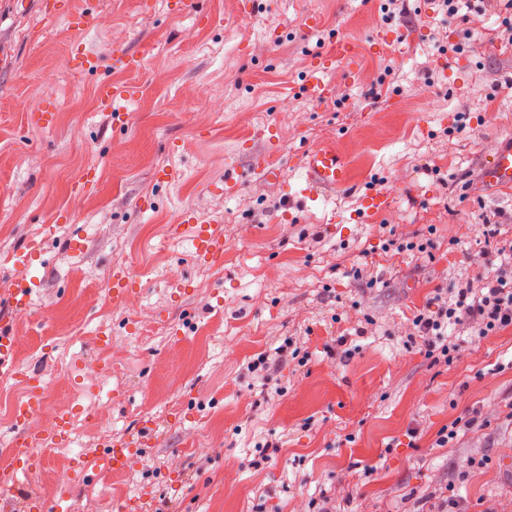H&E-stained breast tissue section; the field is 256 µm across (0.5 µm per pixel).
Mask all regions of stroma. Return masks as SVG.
<instances>
[{"label":"stroma","mask_w":512,"mask_h":512,"mask_svg":"<svg viewBox=\"0 0 512 512\" xmlns=\"http://www.w3.org/2000/svg\"><path fill=\"white\" fill-rule=\"evenodd\" d=\"M94 18L85 32L35 5L0 0V307L14 278L38 276L30 314L14 332L32 343L15 359L34 370L48 397L69 409V449L0 481V512H24L48 496L63 512H118L134 492L147 512H311L331 498L335 512H438L446 487L468 512H512V329L456 336L453 362L436 365L398 328L438 289L470 275L468 258L488 248L480 225L512 240V194L478 188L483 164L512 141V15L498 0L444 15L436 0H72ZM212 17L210 25L196 22ZM316 15L314 33L303 29ZM415 31L392 47L381 31ZM359 54L357 79L335 68L337 90L317 102L306 92L316 56L336 36ZM453 50L439 53V40ZM153 52L135 73L116 76L113 47ZM97 55V71L71 67L76 51ZM122 78L138 97L121 103L129 121L112 124L96 95ZM54 127L30 126L43 104ZM333 139L353 169L351 186L298 202L302 155ZM274 151L279 179L250 170ZM177 152H169V143ZM180 173L170 186L156 167ZM248 176L223 193L224 172ZM95 181L74 193L86 170ZM369 191L387 211L357 219ZM224 233V259L201 266L172 239L184 210ZM72 215L53 238L43 224ZM430 241L433 259L384 252L380 225ZM80 239L79 253L69 242ZM37 244L38 272L10 257ZM126 266L134 294L115 305L108 269ZM367 269L366 277L355 268ZM187 284L179 292V284ZM370 335H358L360 326ZM111 341L112 365L95 376L79 365ZM299 338L307 363H276L270 400L248 362ZM344 339L352 354L325 348ZM75 367L54 385L58 368ZM26 388L0 373V463L11 454L9 408ZM477 410L490 423L459 431L445 448L438 431ZM153 440L121 476L79 481L69 461L118 442L136 443L141 422ZM207 451H196L198 441ZM279 444L263 455L265 443ZM487 458V465L474 461Z\"/></svg>","instance_id":"1"}]
</instances>
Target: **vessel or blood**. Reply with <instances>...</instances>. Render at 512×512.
<instances>
[{"label": "vessel or blood", "instance_id": "1", "mask_svg": "<svg viewBox=\"0 0 512 512\" xmlns=\"http://www.w3.org/2000/svg\"><path fill=\"white\" fill-rule=\"evenodd\" d=\"M41 9L64 16L70 28L76 32L89 29L92 17L84 10L74 8L70 0H40ZM148 48L136 52L122 49L113 50L110 62L115 71L133 73L139 71ZM343 65L349 78H356L357 65L350 42L342 37L336 38L328 53L316 58L308 76L307 92L316 100L324 99L328 93L326 73L332 65ZM136 90L128 84L104 82L97 87V96L104 105H112L121 100L134 98ZM301 168L304 172V182L301 193L310 199H318L321 194L330 189L343 188L352 182L348 161L340 154L335 142L321 143L303 154ZM483 181L486 185L503 191H512V144L497 149L494 156L485 164ZM390 206L388 195L381 191L366 193L361 199L358 217L367 220ZM175 232L186 240L190 247L191 258L199 265H213L224 258V236L213 224H199L193 219H185L177 225ZM112 283V299L116 304L123 305L129 300L131 288L130 275L125 267L113 266L110 272ZM35 280H20L13 282L7 292V309L0 312V371L12 373L14 366L11 361L13 352V336L10 327L13 316L23 314L34 306L36 296ZM28 386L25 399L19 400L14 406L13 429L16 433L11 443L13 453L8 469L11 472L25 471L35 459L39 449L64 448L70 445V425L68 419H60L56 428L48 436L38 434L30 424L32 417L41 409L44 387L41 376L30 372L24 377ZM137 451L133 448L114 446L106 449L96 460L95 464H86L83 460L74 463V474L82 481H90L97 477L131 468Z\"/></svg>", "mask_w": 512, "mask_h": 512}]
</instances>
